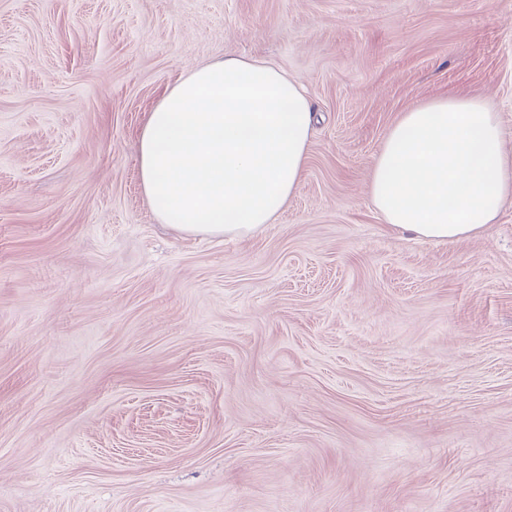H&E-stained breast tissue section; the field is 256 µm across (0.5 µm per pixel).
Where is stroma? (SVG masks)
I'll return each mask as SVG.
<instances>
[{"label": "stroma", "mask_w": 512, "mask_h": 512, "mask_svg": "<svg viewBox=\"0 0 512 512\" xmlns=\"http://www.w3.org/2000/svg\"><path fill=\"white\" fill-rule=\"evenodd\" d=\"M224 57L316 122L272 223L186 235L138 134ZM451 93L512 152V0H0V512H512V200L437 242L370 195Z\"/></svg>", "instance_id": "35a3bbf8"}]
</instances>
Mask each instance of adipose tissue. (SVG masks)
I'll list each match as a JSON object with an SVG mask.
<instances>
[{
    "label": "adipose tissue",
    "instance_id": "adipose-tissue-1",
    "mask_svg": "<svg viewBox=\"0 0 512 512\" xmlns=\"http://www.w3.org/2000/svg\"><path fill=\"white\" fill-rule=\"evenodd\" d=\"M315 114L301 84L273 65L217 60L186 73L138 137V175L159 223L186 234L244 236L295 194ZM386 224L426 239L480 234L512 197L499 115L450 94L403 112L371 172Z\"/></svg>",
    "mask_w": 512,
    "mask_h": 512
}]
</instances>
